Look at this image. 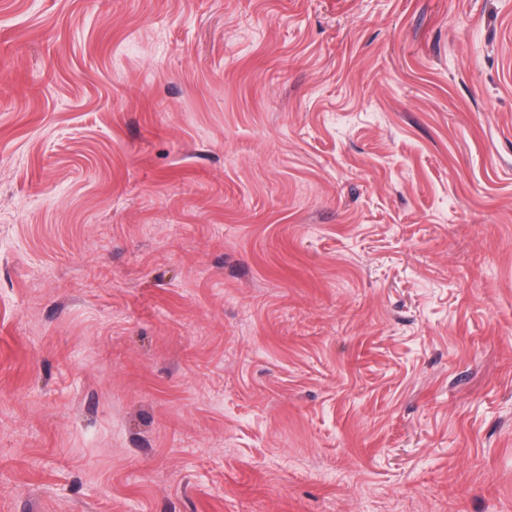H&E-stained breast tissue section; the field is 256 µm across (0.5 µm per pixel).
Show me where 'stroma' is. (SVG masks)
<instances>
[{
    "label": "stroma",
    "mask_w": 512,
    "mask_h": 512,
    "mask_svg": "<svg viewBox=\"0 0 512 512\" xmlns=\"http://www.w3.org/2000/svg\"><path fill=\"white\" fill-rule=\"evenodd\" d=\"M0 512H512V0H0Z\"/></svg>",
    "instance_id": "stroma-1"
}]
</instances>
